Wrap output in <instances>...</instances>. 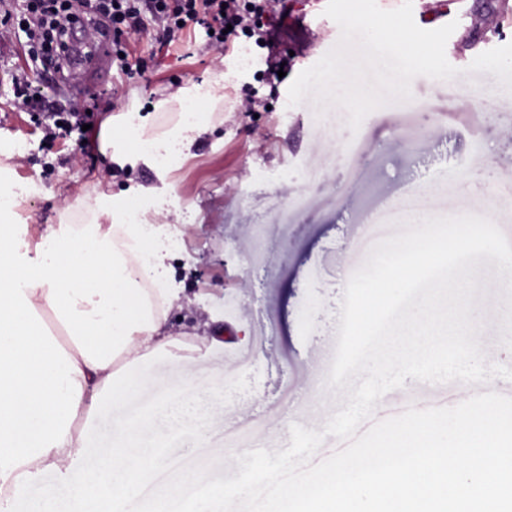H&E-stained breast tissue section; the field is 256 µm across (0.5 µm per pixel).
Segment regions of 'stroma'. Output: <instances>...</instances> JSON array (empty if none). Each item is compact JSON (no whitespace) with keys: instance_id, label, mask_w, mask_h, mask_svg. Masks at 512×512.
Listing matches in <instances>:
<instances>
[{"instance_id":"obj_1","label":"stroma","mask_w":512,"mask_h":512,"mask_svg":"<svg viewBox=\"0 0 512 512\" xmlns=\"http://www.w3.org/2000/svg\"><path fill=\"white\" fill-rule=\"evenodd\" d=\"M315 0H290L289 37L277 49L286 59L285 76L267 62L268 51L250 34L236 37L224 54L214 52L203 28L186 44L159 47L155 27L134 42L145 73L127 77L110 69L101 81L81 78L56 84L33 70L27 36L16 24H0V191L14 194L11 221L21 258L35 254L42 236L97 216L102 186L124 196L143 224H167L176 237L170 259L184 290L170 321L175 328L242 329L223 346L195 353L193 378L179 365L151 369L147 384L125 404L106 406L96 423L110 443L116 423L154 410L160 400L178 401L183 390L223 386L224 410L206 419L204 447L181 443L174 458L185 465L212 461V476H223L218 459L232 460L249 448H288L290 426L323 431L347 404L345 390L316 394V377H328L338 341L345 270L363 264L377 239L400 233L406 216L478 214L490 218L512 239V96L498 93L494 74L472 73L476 56L512 42V9L489 14L486 0H413L423 29L450 21L458 26L446 44L450 80L411 83L412 98L370 113L358 131L334 120V108L317 113L312 100L292 106L288 87L339 41L334 21L322 18ZM499 34L485 37V18ZM27 74L33 87L56 104L81 102L95 123L117 114L133 126L160 132L152 153H142L134 135L111 145L79 147L78 131L46 137L34 113L14 106L13 83ZM223 74L221 100H200L202 125L189 138H167L180 116L159 101L180 88ZM174 148V163L158 153ZM424 183L409 196L412 180ZM38 194H30L32 185ZM380 224H372V217ZM497 264L482 261L476 279L493 312L477 317L484 332L487 362L512 368V351L502 346L507 293L499 290ZM508 383H422L376 401L375 419L408 406L450 407L471 395L500 391ZM289 423H277L280 410Z\"/></svg>"}]
</instances>
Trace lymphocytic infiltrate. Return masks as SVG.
<instances>
[{
    "label": "lymphocytic infiltrate",
    "instance_id": "1",
    "mask_svg": "<svg viewBox=\"0 0 512 512\" xmlns=\"http://www.w3.org/2000/svg\"><path fill=\"white\" fill-rule=\"evenodd\" d=\"M16 18L34 57L42 63L59 65L69 56V31L78 26L93 39H106L122 71L141 73V64L128 61L125 52L130 39L140 35L145 19L162 26L165 40L175 43L193 26L210 33L209 42L224 50L232 31L257 33L268 43L288 33V0H22Z\"/></svg>",
    "mask_w": 512,
    "mask_h": 512
}]
</instances>
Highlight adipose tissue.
Wrapping results in <instances>:
<instances>
[{"mask_svg": "<svg viewBox=\"0 0 512 512\" xmlns=\"http://www.w3.org/2000/svg\"><path fill=\"white\" fill-rule=\"evenodd\" d=\"M101 213L109 230L59 231L45 244L53 261L38 265L20 259L11 226L0 225V512L45 472L75 495L31 512H131L161 459V439L142 438L154 413L119 424L108 447L96 445L92 423L145 383L143 368L166 348L184 345L168 326L183 290L163 255L143 263L125 199Z\"/></svg>", "mask_w": 512, "mask_h": 512, "instance_id": "ef3b65f1", "label": "adipose tissue"}]
</instances>
